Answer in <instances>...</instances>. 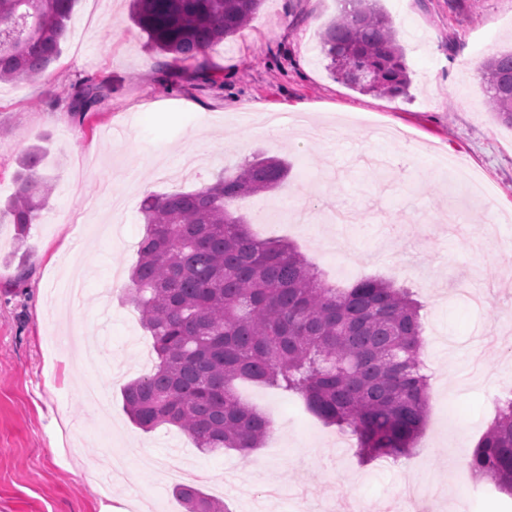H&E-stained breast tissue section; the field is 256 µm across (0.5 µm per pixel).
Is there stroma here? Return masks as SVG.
I'll use <instances>...</instances> for the list:
<instances>
[{"mask_svg":"<svg viewBox=\"0 0 512 512\" xmlns=\"http://www.w3.org/2000/svg\"><path fill=\"white\" fill-rule=\"evenodd\" d=\"M411 78L393 98L334 79L319 52L336 0H264L249 25L205 57L175 62L150 51L130 0H77L59 59L37 81L0 82V201L17 186L18 159L42 149L54 191L18 239L0 218V512H185L173 483L126 459L128 478L104 482L106 450L140 448L172 459L186 483L229 512H404L407 485L438 490L436 512H500L489 479L452 490L512 393V127L486 106L481 58L512 49V0H380ZM108 76L112 93L86 117L65 90ZM297 115L289 138L257 135L266 113ZM291 164L277 191L240 205L252 232L292 241L332 285L396 280L422 303L432 374L422 436L397 460L360 463L355 445L306 411L296 395L253 383L237 392L269 420L261 448L204 454L178 428L146 432L123 408V388L145 375L152 340L128 288L148 194L193 191L253 155ZM452 155L479 172L491 203L466 196L433 167ZM86 291L69 310L65 267ZM101 394L97 410L86 381ZM464 427L448 439L446 414ZM72 429L81 468L58 447Z\"/></svg>","mask_w":512,"mask_h":512,"instance_id":"1","label":"stroma"}]
</instances>
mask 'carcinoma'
Listing matches in <instances>:
<instances>
[{
    "mask_svg": "<svg viewBox=\"0 0 512 512\" xmlns=\"http://www.w3.org/2000/svg\"><path fill=\"white\" fill-rule=\"evenodd\" d=\"M321 35L330 73L362 93L407 94L410 78L392 19L372 0H339ZM76 0H0V81L43 76L59 58ZM262 0H133L132 20L151 48L195 60L242 31ZM496 117L512 127V51L481 63ZM112 79L73 84L67 110L85 116ZM42 150L19 160L23 176L5 205L16 236H28L53 184L38 172ZM288 164L254 157L197 191L148 195L131 300L157 356L124 389L143 430L168 424L203 453L260 447L268 420L237 394L254 381L300 396L306 409L355 437L367 460L410 452L426 418L419 305L393 280L331 286L285 241L260 240L239 204L280 187ZM473 451L471 474L512 496V396ZM186 512H226L200 489L179 485Z\"/></svg>",
    "mask_w": 512,
    "mask_h": 512,
    "instance_id": "1",
    "label": "carcinoma"
}]
</instances>
